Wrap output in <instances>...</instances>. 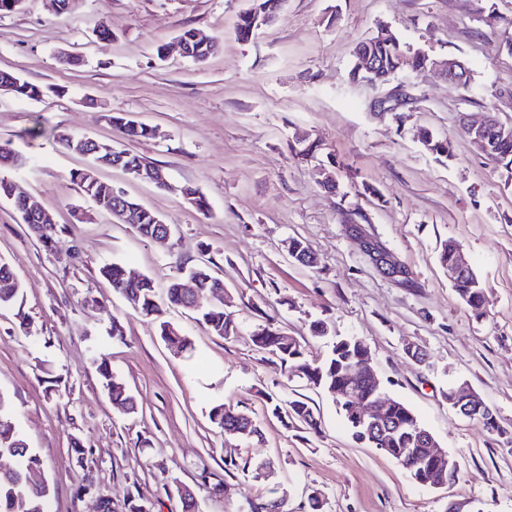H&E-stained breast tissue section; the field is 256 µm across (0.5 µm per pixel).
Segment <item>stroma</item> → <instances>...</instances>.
I'll list each match as a JSON object with an SVG mask.
<instances>
[{
  "label": "stroma",
  "instance_id": "35a3bbf8",
  "mask_svg": "<svg viewBox=\"0 0 512 512\" xmlns=\"http://www.w3.org/2000/svg\"><path fill=\"white\" fill-rule=\"evenodd\" d=\"M250 0H24L0 13V69L45 90L34 101L0 91V142L23 165L5 177L53 214L59 243L46 250L13 206L0 200V259L22 299L0 307V394L42 465L48 512H182L177 485L198 512H244L246 499L278 498L283 512H512V177L480 154L460 113L494 108L512 121V0H286L249 41L236 34ZM110 41H101L99 28ZM216 36L205 63L181 54V30ZM435 59L457 57L469 90L408 71L392 84L349 77L355 46L380 32ZM165 44V59L155 54ZM77 58L63 65L60 53ZM402 84L405 104H372ZM153 127L129 141L113 113ZM60 128L131 150L162 166L166 192L101 167L97 176L158 212L174 234L155 244L114 223L72 181L81 154L51 137ZM429 130L450 138L453 159L422 145ZM331 172L335 190L324 188ZM198 188L209 208L181 196ZM351 218L379 238L418 281L401 288L380 275L345 234ZM300 238L317 256L306 268L286 244ZM458 242L486 288L481 311L463 303L439 255ZM210 261L228 291L238 334L211 335L179 307L165 318L192 341L174 354L156 324L133 310L100 274L119 264L165 291L181 269ZM124 333H112L113 320ZM275 321L320 363L339 337L367 346L385 391L415 412L455 459L448 487L417 484L395 460L357 442L325 394L288 380L280 360L255 350L252 334ZM324 322L317 337L312 327ZM428 355L411 358L408 347ZM107 359L138 404L129 416L102 388ZM468 382L493 410L499 432L454 413L450 382ZM308 399L318 430L284 426L263 402ZM248 408L262 442L230 439L209 413L218 403ZM271 460L270 472L255 464ZM93 484L91 494L83 485ZM321 506L312 510L310 496Z\"/></svg>",
  "mask_w": 512,
  "mask_h": 512
}]
</instances>
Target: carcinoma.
I'll use <instances>...</instances> for the list:
<instances>
[{"instance_id":"1","label":"carcinoma","mask_w":512,"mask_h":512,"mask_svg":"<svg viewBox=\"0 0 512 512\" xmlns=\"http://www.w3.org/2000/svg\"><path fill=\"white\" fill-rule=\"evenodd\" d=\"M354 52L371 54L382 62V75L389 80L402 71V59L413 54L411 50L401 48L396 38L380 40L369 38L357 44ZM13 86L12 93L19 97L34 99L42 95L39 86L32 84L16 73L0 70V85ZM110 122L120 127L130 140L145 139L152 135V131L145 124H136L121 113L110 116ZM421 141L427 151L448 159L453 158L452 145L446 139H440L429 131L421 133ZM488 159L497 166L512 173V138L499 140L491 144ZM81 193L90 199L96 208L105 214H112L115 206L112 184L100 180L94 174L84 170L72 174ZM180 193L188 203L203 211L207 208L205 196L192 187L180 188ZM28 198L27 192L16 182L0 177V200L9 201L19 214H24V200ZM123 202L139 211L137 231L141 237L151 240L164 223L162 217L149 209L142 207L136 200L126 196ZM36 237L42 246L48 250L58 244L57 224L49 223L41 227ZM295 259L305 265L312 266L316 257L308 243L302 239H292ZM101 275L109 280L112 288L123 295L133 309L145 317L158 322L159 335L170 347L179 352L191 349V343L184 334L171 335L173 324L162 319V307L153 281L146 277L131 279L123 267L118 264L105 266ZM187 277L196 282V288L191 297L180 292V280L171 281L166 288V298L172 305L189 310L197 315L209 332L220 338L228 339L237 335L238 324L234 314L224 310V304L217 299L216 294L224 288V282L209 272L206 263L194 265L187 270ZM451 286L459 298L472 310L478 312L485 299V286L482 280L474 275L460 276L451 282ZM22 295L20 282L15 277L10 265L0 259V306L17 302ZM254 347L265 353L276 356L287 368L288 379L295 377L303 379L313 389L336 398V393L343 389L346 381L350 380L349 370L358 357L367 350V346L356 337H348L337 341L333 346L331 355L321 364L314 366L305 358L302 345L293 337L287 336L269 322L258 329L252 336ZM99 371L103 379V386L108 393L112 404L123 412H132L135 409L133 397L129 394L126 384L112 374L106 361H101ZM266 405L272 413L285 423H300L310 430H317V422L309 402L299 397L281 403L272 396H267ZM342 413L353 434L365 441H370L366 431L355 426V417L358 412V403L349 402L341 407ZM210 419L224 430L227 436L247 440L262 441V433L252 418L245 417V412L235 409L231 405L220 403L210 412ZM386 431L376 436L378 443L375 448L392 458L397 459L400 449H415V459L409 473L413 480L419 479V471L429 465L428 453L418 442L409 439L408 425L418 421L415 413L402 401L394 400L387 407ZM243 424L249 427L247 435L236 431V425ZM0 460H8L10 464L0 467V512H47L48 491L31 485L28 475L31 470L41 465L40 458L28 448L20 431L16 428L10 409L3 396L0 395Z\"/></svg>"}]
</instances>
